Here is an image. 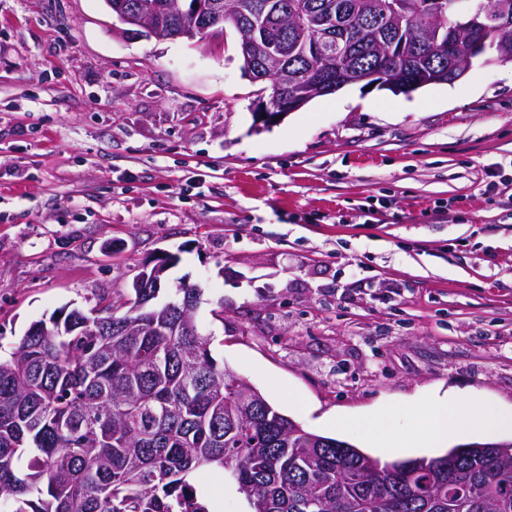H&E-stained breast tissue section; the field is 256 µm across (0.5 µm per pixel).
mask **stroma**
<instances>
[{"instance_id": "1", "label": "stroma", "mask_w": 512, "mask_h": 512, "mask_svg": "<svg viewBox=\"0 0 512 512\" xmlns=\"http://www.w3.org/2000/svg\"><path fill=\"white\" fill-rule=\"evenodd\" d=\"M237 36L123 32L104 0H0V350L172 255L211 354L383 461L447 396L512 413V64L352 84L270 127ZM393 431L369 443L370 417Z\"/></svg>"}]
</instances>
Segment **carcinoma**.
Returning a JSON list of instances; mask_svg holds the SVG:
<instances>
[{"label": "carcinoma", "mask_w": 512, "mask_h": 512, "mask_svg": "<svg viewBox=\"0 0 512 512\" xmlns=\"http://www.w3.org/2000/svg\"><path fill=\"white\" fill-rule=\"evenodd\" d=\"M163 28L192 19L174 0H148ZM222 0L224 26L288 48V100L318 91L297 78L313 69L348 86V71L385 61L386 76L432 84L448 76L439 36L457 0L437 15L425 0ZM341 37L323 56L314 38ZM512 63V25L470 57ZM134 299L105 297L35 321L0 357V504L7 512H213L195 484L214 466L249 512H512V445H456L442 455L381 462L336 438L306 431L258 391L240 408L242 378L211 355L194 321L201 289L183 284Z\"/></svg>", "instance_id": "cac0c4a2"}]
</instances>
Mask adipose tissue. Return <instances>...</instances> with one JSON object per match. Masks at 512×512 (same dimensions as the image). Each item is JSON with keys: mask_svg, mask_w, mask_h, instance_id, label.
Listing matches in <instances>:
<instances>
[{"mask_svg": "<svg viewBox=\"0 0 512 512\" xmlns=\"http://www.w3.org/2000/svg\"><path fill=\"white\" fill-rule=\"evenodd\" d=\"M462 409L471 415L475 431L512 430V414L494 410L486 400L478 398L463 404L455 398L449 400L444 398L438 400L430 409L425 430L420 438L421 444L428 446L443 444L449 434L457 432L456 415Z\"/></svg>", "mask_w": 512, "mask_h": 512, "instance_id": "obj_1", "label": "adipose tissue"}]
</instances>
